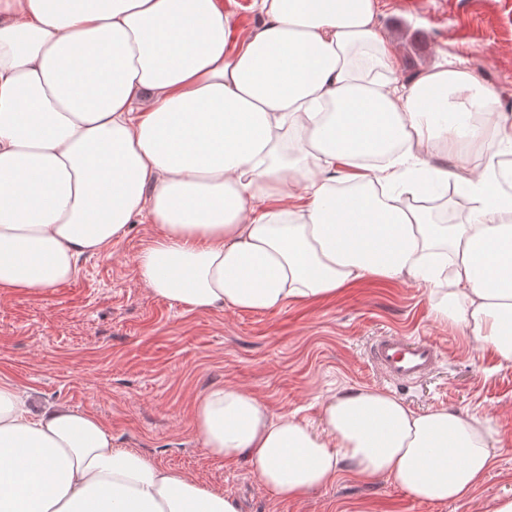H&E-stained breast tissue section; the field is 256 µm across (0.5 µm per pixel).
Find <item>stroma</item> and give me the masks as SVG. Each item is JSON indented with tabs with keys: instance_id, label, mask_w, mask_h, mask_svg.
<instances>
[{
	"instance_id": "obj_1",
	"label": "stroma",
	"mask_w": 512,
	"mask_h": 512,
	"mask_svg": "<svg viewBox=\"0 0 512 512\" xmlns=\"http://www.w3.org/2000/svg\"><path fill=\"white\" fill-rule=\"evenodd\" d=\"M377 19L402 79L461 54L512 114V0H377ZM157 233V225L136 222L103 253L80 258L72 280L44 292L0 291V379L32 410L90 413L111 429L114 448L224 490L241 512H492L512 497V363L434 320L426 288L372 280L275 311L198 313L141 283L136 258ZM387 331L435 340L442 348L435 369L394 386L367 359L371 340ZM225 383L314 427L324 397L383 390L419 413L485 419L507 449L457 502L419 501L392 481L348 473L282 498L244 461L211 456L194 430L197 396Z\"/></svg>"
}]
</instances>
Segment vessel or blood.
I'll use <instances>...</instances> for the list:
<instances>
[{
    "label": "vessel or blood",
    "instance_id": "obj_1",
    "mask_svg": "<svg viewBox=\"0 0 512 512\" xmlns=\"http://www.w3.org/2000/svg\"><path fill=\"white\" fill-rule=\"evenodd\" d=\"M436 342L426 337L389 334L375 337L369 347L372 365L387 379L405 385L428 375L439 361Z\"/></svg>",
    "mask_w": 512,
    "mask_h": 512
}]
</instances>
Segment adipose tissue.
I'll use <instances>...</instances> for the list:
<instances>
[{
  "mask_svg": "<svg viewBox=\"0 0 512 512\" xmlns=\"http://www.w3.org/2000/svg\"><path fill=\"white\" fill-rule=\"evenodd\" d=\"M230 47L222 0H0V290L69 281L148 218L141 282L190 310L268 312L376 278L428 288L434 318L512 363V117L464 61L410 82L376 0H253ZM454 185L464 223L425 207ZM208 453L276 495L344 467L458 501L503 447L481 419L391 393L327 398L319 427L232 384L195 400ZM0 512H239L113 448L94 416L32 411L0 381Z\"/></svg>",
  "mask_w": 512,
  "mask_h": 512,
  "instance_id": "obj_1",
  "label": "adipose tissue"
}]
</instances>
